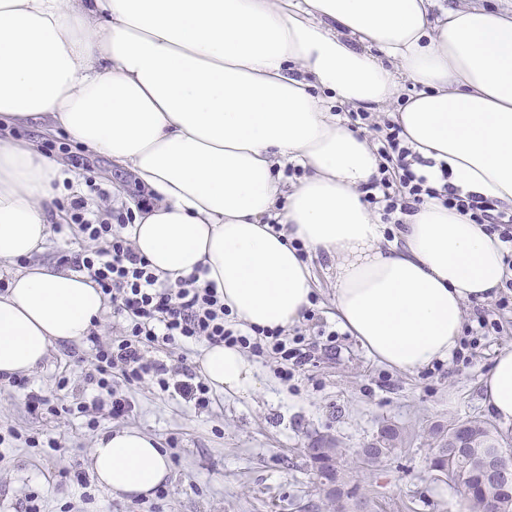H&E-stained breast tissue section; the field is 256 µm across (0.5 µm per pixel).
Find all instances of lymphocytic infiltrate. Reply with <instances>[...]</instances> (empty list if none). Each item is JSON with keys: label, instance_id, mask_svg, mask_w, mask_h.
Returning a JSON list of instances; mask_svg holds the SVG:
<instances>
[{"label": "lymphocytic infiltrate", "instance_id": "obj_1", "mask_svg": "<svg viewBox=\"0 0 512 512\" xmlns=\"http://www.w3.org/2000/svg\"><path fill=\"white\" fill-rule=\"evenodd\" d=\"M351 118L373 131L372 146L380 159L378 176L362 189L364 202L377 209L386 224L396 223L398 215L430 198L468 216L472 223L485 225L489 233L499 235L509 246L495 308L503 311L512 307V209L495 207L483 196L463 192L448 181L432 184L418 171L424 158L405 143L401 128L392 120L377 122L367 112L352 113ZM85 185L87 195L71 203L69 224L54 227L55 232L66 231L79 240L77 249L61 254L58 262L87 273L126 326L123 338L113 342L90 333L91 367L84 381L96 386L98 394L91 401L77 403L78 414L111 419L128 416L132 405L114 389L116 379L130 386L150 381L161 390H174L195 406L209 407L210 389L198 380L195 371L183 368L181 380L169 381V368L158 357L160 351L181 348L189 341L227 343L257 354L272 351L284 362L282 375L286 378L291 377L292 367L310 362V345L289 346L283 329L257 328L246 335L228 325V308L216 288L201 285L199 272L173 284L159 281L126 234L132 213L111 207L110 191L93 180H86Z\"/></svg>", "mask_w": 512, "mask_h": 512}]
</instances>
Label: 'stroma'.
<instances>
[{
  "label": "stroma",
  "instance_id": "1",
  "mask_svg": "<svg viewBox=\"0 0 512 512\" xmlns=\"http://www.w3.org/2000/svg\"><path fill=\"white\" fill-rule=\"evenodd\" d=\"M1 137L36 143L80 178L103 188L132 193L130 172L107 157L89 159L64 133L31 126H0ZM312 317L289 327L317 344L315 360L283 379L274 355L256 357L259 388L247 396L213 393L208 408L143 383L123 387L133 412L122 420L87 419L72 414L75 394L58 390L60 373L81 383V358L88 341L58 342L30 379L36 389L65 408V415L29 414L20 392L0 390V512H25L38 495L41 512H330L306 456L312 442L333 438L346 463L354 452L392 425L402 434L397 448L379 466L355 472L372 512H464L462 494L427 468L431 430L473 416L488 419L481 404L482 381L502 349L512 348V313L501 317L499 334L482 339L468 366L437 362L413 373L377 364L358 341L339 330L334 318L336 280L328 260L312 258ZM134 427L155 437L170 462L164 496L140 500L110 498L95 483L79 485L87 474L89 450L99 434ZM39 441L26 444V437ZM62 443L46 448L48 437Z\"/></svg>",
  "mask_w": 512,
  "mask_h": 512
}]
</instances>
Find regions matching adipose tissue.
Instances as JSON below:
<instances>
[{"instance_id": "1", "label": "adipose tissue", "mask_w": 512, "mask_h": 512, "mask_svg": "<svg viewBox=\"0 0 512 512\" xmlns=\"http://www.w3.org/2000/svg\"><path fill=\"white\" fill-rule=\"evenodd\" d=\"M414 91L402 95V81ZM388 112L441 180L512 207V15L436 0H0V123L62 131L154 197L131 239L160 280L202 268L242 326L287 328L310 305L307 255L336 277L339 327L378 363L451 359L465 305L495 296L504 245L429 199L383 224L361 189L378 173L337 107ZM303 170L286 183L283 169ZM79 178L32 142L0 139V373L28 374L105 310L87 275L37 261ZM216 391L258 386L239 347L202 348ZM482 403L512 425V349ZM95 483L151 496L170 465L134 428L100 436Z\"/></svg>"}]
</instances>
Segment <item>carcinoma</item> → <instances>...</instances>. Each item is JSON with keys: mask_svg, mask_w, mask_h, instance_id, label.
<instances>
[{"mask_svg": "<svg viewBox=\"0 0 512 512\" xmlns=\"http://www.w3.org/2000/svg\"><path fill=\"white\" fill-rule=\"evenodd\" d=\"M435 448L429 457V469L458 486L464 499L465 512H512V480L497 479L490 484L476 460L489 454L492 447L504 441L503 434L492 423L478 418L448 423L433 431ZM383 444L373 453H356L355 463L363 469L373 468L387 458L401 441L398 429L387 426L381 431ZM462 436L469 440L470 448L458 453L450 448L452 440ZM307 457L323 487L332 512H337V501L328 491L336 484V495L360 494L352 471L344 464L343 450L334 441L320 438L308 449Z\"/></svg>", "mask_w": 512, "mask_h": 512, "instance_id": "cac0c4a2", "label": "carcinoma"}]
</instances>
